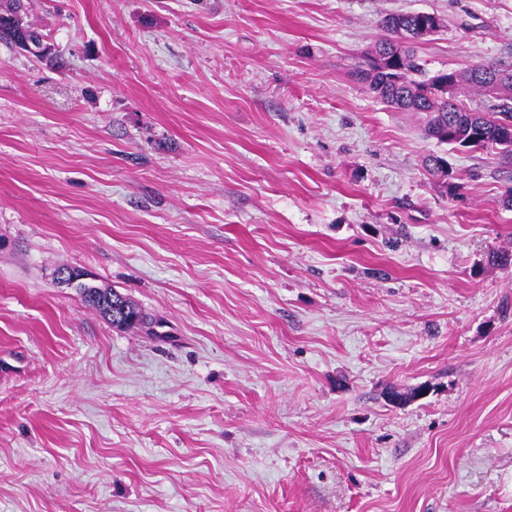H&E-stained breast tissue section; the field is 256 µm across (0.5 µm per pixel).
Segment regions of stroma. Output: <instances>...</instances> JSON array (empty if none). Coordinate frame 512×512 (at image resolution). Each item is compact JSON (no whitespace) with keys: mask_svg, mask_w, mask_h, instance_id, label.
I'll use <instances>...</instances> for the list:
<instances>
[{"mask_svg":"<svg viewBox=\"0 0 512 512\" xmlns=\"http://www.w3.org/2000/svg\"><path fill=\"white\" fill-rule=\"evenodd\" d=\"M417 10L429 71L512 64V0H24L54 58L0 41V512H512V170L353 77ZM69 271L71 287L76 288L84 301L95 309L112 327L123 329L136 326L151 327L142 309L130 298L114 289L99 288L86 281L88 274L78 268L65 267ZM112 301V302H111Z\"/></svg>","mask_w":512,"mask_h":512,"instance_id":"obj_1","label":"stroma"}]
</instances>
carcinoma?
<instances>
[{"label":"carcinoma","mask_w":512,"mask_h":512,"mask_svg":"<svg viewBox=\"0 0 512 512\" xmlns=\"http://www.w3.org/2000/svg\"><path fill=\"white\" fill-rule=\"evenodd\" d=\"M7 12L0 15V40L15 45L33 32L25 25L20 11L22 5L8 2ZM396 21L399 27L386 28L389 37L374 46L376 52L386 50L392 41H398L397 48L403 56V71L394 67L378 66L369 63L368 68L355 72V78L381 104L396 112H421L424 114L422 134L426 139H434L440 144L454 148L464 146L468 131L481 132L482 138L475 147L492 152L505 164H512V80L502 81L495 86L487 83V76L498 70L496 66L473 65L463 70L449 73L437 72L433 75L424 68L418 59L416 47L419 44L408 31L415 25L417 17L413 12L392 13L383 22ZM452 78L456 86H468L483 90L496 99L497 103L487 110L472 109L460 101L453 108L448 102L435 96L432 88L438 80ZM454 127L456 135L448 136V127ZM72 287L82 295L84 301L95 309L112 327L123 329L136 326L149 327L142 309L130 298L114 289L99 288L87 282V273L78 268H68Z\"/></svg>","instance_id":"cac0c4a2"}]
</instances>
